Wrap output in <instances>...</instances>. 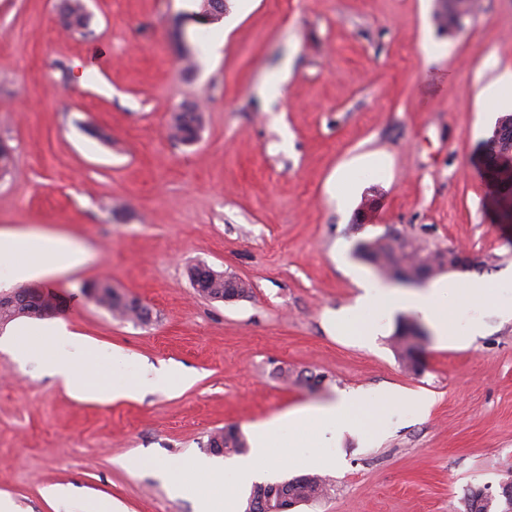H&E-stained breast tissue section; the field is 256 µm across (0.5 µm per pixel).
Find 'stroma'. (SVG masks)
<instances>
[{"label": "stroma", "instance_id": "stroma-1", "mask_svg": "<svg viewBox=\"0 0 512 512\" xmlns=\"http://www.w3.org/2000/svg\"><path fill=\"white\" fill-rule=\"evenodd\" d=\"M93 36L64 32L59 0H0V229L62 235L80 268L28 282L45 320L0 326V498L12 512H196L189 466L209 435L359 391L340 438L280 440L269 481L321 460L327 496L293 512H459L465 491L512 481V194L484 179L479 143L504 108L484 91L512 74V0H477L440 30L438 0H226L220 22H186L198 0H84ZM287 72L279 94L262 84ZM202 108L190 145L167 136L181 105ZM376 193L365 223L356 212ZM396 231L432 249L464 247L446 337L422 324L424 365L407 373L389 339L408 307L354 312L382 279L357 244ZM204 263L250 284L220 302L188 278ZM109 279L147 306L141 324L87 297ZM483 332L472 337V316ZM63 321L91 348L82 375L141 397L79 399L34 335ZM376 335H366L373 323ZM30 335H20V328ZM287 377H280V369ZM422 392L418 415L387 392ZM68 494L51 499L46 487Z\"/></svg>", "mask_w": 512, "mask_h": 512}]
</instances>
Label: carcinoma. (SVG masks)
Masks as SVG:
<instances>
[{
  "label": "carcinoma",
  "instance_id": "1",
  "mask_svg": "<svg viewBox=\"0 0 512 512\" xmlns=\"http://www.w3.org/2000/svg\"><path fill=\"white\" fill-rule=\"evenodd\" d=\"M60 11L63 24L69 31L80 35L86 34L90 17L82 0H62ZM203 123L204 117L198 106L186 104L173 113L169 125L170 134L175 140L190 144L198 139ZM480 147L486 158L487 180L497 188L512 192V157L503 152L501 144L493 134L484 139ZM356 254L391 278L403 273L411 278H427L437 271L447 270L449 261L445 252L428 251L405 238H390L386 235L359 242ZM86 289L97 290L94 302L116 316L135 319L142 323L150 320V314L121 303L114 296L112 284L106 279L93 281L86 285ZM39 297L40 293L30 289L0 295V324L5 325L21 317H43L41 305L38 303ZM417 339V324L405 320L399 323L397 331L392 336L396 357L406 370L414 374L419 373L421 369ZM216 434L223 436L224 446L216 447L212 452L230 455L241 454L246 450V440L237 428H224L216 431ZM285 493L288 497L302 502L317 501L325 496L326 486L317 477L305 475L288 480ZM462 503L465 512H491L492 499L487 498L478 503L470 491L464 494Z\"/></svg>",
  "mask_w": 512,
  "mask_h": 512
}]
</instances>
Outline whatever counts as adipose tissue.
<instances>
[{
  "instance_id": "obj_1",
  "label": "adipose tissue",
  "mask_w": 512,
  "mask_h": 512,
  "mask_svg": "<svg viewBox=\"0 0 512 512\" xmlns=\"http://www.w3.org/2000/svg\"><path fill=\"white\" fill-rule=\"evenodd\" d=\"M0 259L7 265L0 270V283L46 279L50 276L79 267L88 259L87 250L75 242L57 235H43L18 230H0ZM448 291L447 284L437 283L425 293L415 295L414 309L435 329L437 335H447L452 323V312L442 304ZM57 340L70 344V356L52 357L45 363V370L63 379L74 395L89 393L87 381L78 379L85 358L83 346L77 335L66 325H58L51 331ZM358 391L342 392L335 400L319 406H302L274 416L255 427L252 447L248 456L237 461L235 469L241 483H249L263 470L271 448L283 429L301 430L313 426L318 437L335 432L336 428H351L352 414L360 404ZM198 475L196 500L199 512H210L214 502H221L224 512H238V497L235 488L225 486L224 473L212 466L199 463L195 466Z\"/></svg>"
}]
</instances>
